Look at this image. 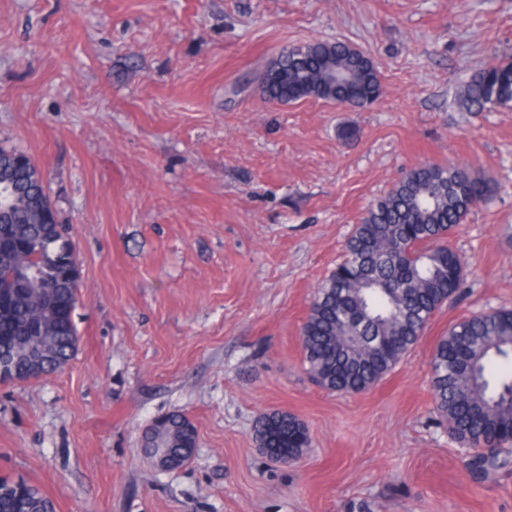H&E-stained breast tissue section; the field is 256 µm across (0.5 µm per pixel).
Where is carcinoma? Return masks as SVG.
Instances as JSON below:
<instances>
[{"mask_svg": "<svg viewBox=\"0 0 512 512\" xmlns=\"http://www.w3.org/2000/svg\"><path fill=\"white\" fill-rule=\"evenodd\" d=\"M272 103L317 98L352 107L377 101L382 93L372 60L342 42H315L283 51L266 76ZM470 112L512 104V60L476 72L460 93ZM0 183V240L23 250H0V291L12 296L0 319V349L19 359L42 346L57 357L42 370L65 368L78 347L74 312L80 277L62 269L78 263L73 242L45 233L42 211L50 203L30 168ZM492 193L490 185L462 166L424 164L411 169L356 225L345 258L317 288L302 326V350L310 377L331 392L368 389L390 373L416 344L428 323L453 302L464 283V262L448 244L454 228ZM512 360V309H489L457 322L433 354L436 410L449 435L471 453L470 466L505 467L512 457V372L498 373L499 360ZM262 448L299 457L310 445L306 425L273 411L257 423ZM196 443L194 426L182 415L166 417L159 447L178 460ZM497 448L493 455L486 445ZM0 478L4 512H55L53 502L27 484Z\"/></svg>", "mask_w": 512, "mask_h": 512, "instance_id": "cac0c4a2", "label": "carcinoma"}]
</instances>
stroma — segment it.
<instances>
[{"label":"stroma","mask_w":512,"mask_h":512,"mask_svg":"<svg viewBox=\"0 0 512 512\" xmlns=\"http://www.w3.org/2000/svg\"><path fill=\"white\" fill-rule=\"evenodd\" d=\"M344 41L383 85L372 105L267 102L284 48ZM512 60V0H0V147L40 168L80 272L76 355L0 384V476L56 512H512V465L476 475L441 425L438 341L512 308V105L458 92ZM493 186L449 237L460 298L384 380L318 387L301 328L368 208L409 170ZM297 416L311 444L270 460L255 426ZM184 414L183 468L144 456Z\"/></svg>","instance_id":"1"}]
</instances>
